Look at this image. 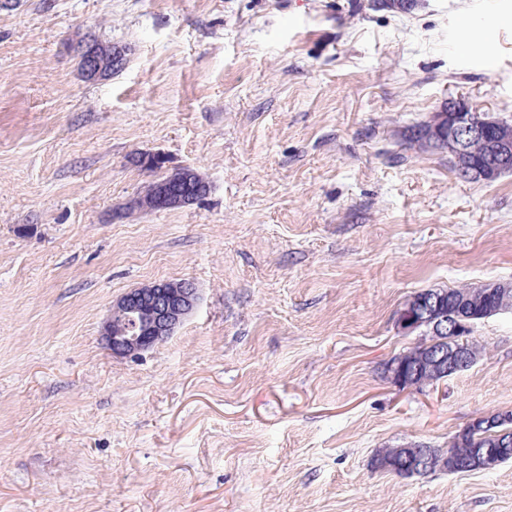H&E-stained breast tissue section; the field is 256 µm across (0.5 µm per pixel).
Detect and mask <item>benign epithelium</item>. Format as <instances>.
I'll list each match as a JSON object with an SVG mask.
<instances>
[{"mask_svg":"<svg viewBox=\"0 0 512 512\" xmlns=\"http://www.w3.org/2000/svg\"><path fill=\"white\" fill-rule=\"evenodd\" d=\"M75 51L87 82H96L108 76L124 59L123 49L108 48L97 42L81 44ZM491 126V121L479 118L467 102L450 99L448 107L435 113L432 131L436 133L437 146L445 145L448 152L460 156L465 153L471 140L484 137ZM490 150V162L486 168L473 170L461 167L460 176L486 179L497 170L512 166V133H496ZM487 294L496 296L499 304L486 312L485 317L512 311V287L509 284L493 282ZM197 302L198 289L194 282L187 279L160 281L134 288L113 304L110 319L103 328L106 347L113 356L122 358L148 350L171 336L192 314ZM396 326L404 334L429 327L433 332L446 333L457 341L452 350H437L427 355L429 370L448 373L476 362L474 354L464 348L471 324L444 315L437 300L411 296L397 313ZM417 376L418 372L408 371L400 363H391L386 368V378L399 387H406L408 380ZM496 437L495 447L480 449L473 457L471 466L490 470L499 465L505 449L512 447V437L504 431L496 434Z\"/></svg>","mask_w":512,"mask_h":512,"instance_id":"obj_1","label":"benign epithelium"}]
</instances>
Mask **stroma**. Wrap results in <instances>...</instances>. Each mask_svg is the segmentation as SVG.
Masks as SVG:
<instances>
[{
    "label": "stroma",
    "instance_id": "obj_1",
    "mask_svg": "<svg viewBox=\"0 0 512 512\" xmlns=\"http://www.w3.org/2000/svg\"><path fill=\"white\" fill-rule=\"evenodd\" d=\"M92 40L126 63L89 83ZM459 96L512 121V0H0V512H512V460L373 464L512 412V313L467 371L384 374L411 295L512 282V172L407 142ZM182 168L205 198L138 206ZM180 279L112 356L113 303ZM184 174L191 175V183L193 186H196L201 183H207L203 177H201L197 172L190 169H180L171 174L163 177L159 181L153 183L148 190L147 194L138 200V205L142 207H147L150 209H162L157 203L155 198V187L160 183L171 185L173 189L181 190L184 187ZM208 184V183H207ZM198 289L187 279L134 288L112 307L103 328L106 347L115 357H129L166 340L198 302Z\"/></svg>",
    "mask_w": 512,
    "mask_h": 512
}]
</instances>
